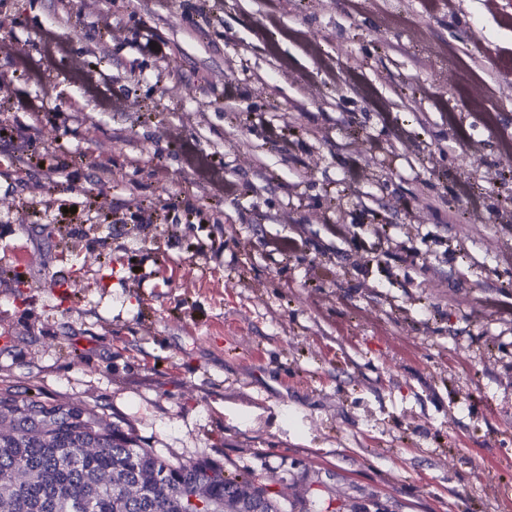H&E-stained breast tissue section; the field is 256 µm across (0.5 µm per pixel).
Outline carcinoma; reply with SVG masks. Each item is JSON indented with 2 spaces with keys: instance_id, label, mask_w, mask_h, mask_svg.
Masks as SVG:
<instances>
[{
  "instance_id": "obj_1",
  "label": "carcinoma",
  "mask_w": 512,
  "mask_h": 512,
  "mask_svg": "<svg viewBox=\"0 0 512 512\" xmlns=\"http://www.w3.org/2000/svg\"><path fill=\"white\" fill-rule=\"evenodd\" d=\"M89 445L96 451L85 452ZM29 472L37 481H25ZM132 483L152 497L127 498ZM237 493L281 512L276 496L252 478L204 461L174 464L91 409L0 390V512H72L76 504L82 512H222L224 496Z\"/></svg>"
}]
</instances>
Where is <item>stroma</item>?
<instances>
[{
	"instance_id": "stroma-1",
	"label": "stroma",
	"mask_w": 512,
	"mask_h": 512,
	"mask_svg": "<svg viewBox=\"0 0 512 512\" xmlns=\"http://www.w3.org/2000/svg\"><path fill=\"white\" fill-rule=\"evenodd\" d=\"M437 2L0 0V388L284 512H512V26Z\"/></svg>"
}]
</instances>
